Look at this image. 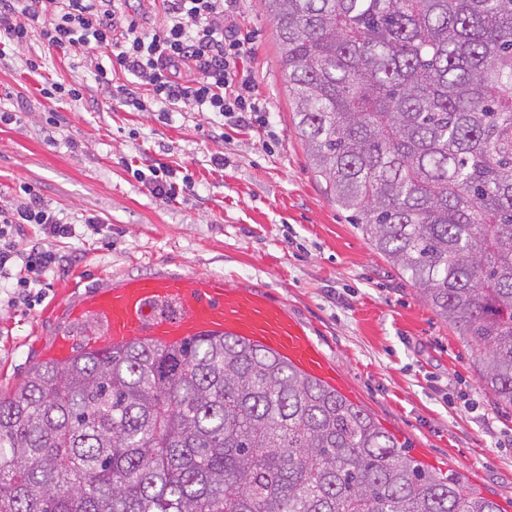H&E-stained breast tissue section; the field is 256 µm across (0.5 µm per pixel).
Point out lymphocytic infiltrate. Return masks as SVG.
Segmentation results:
<instances>
[{"label": "lymphocytic infiltrate", "instance_id": "lymphocytic-infiltrate-1", "mask_svg": "<svg viewBox=\"0 0 512 512\" xmlns=\"http://www.w3.org/2000/svg\"><path fill=\"white\" fill-rule=\"evenodd\" d=\"M129 0H0V35L23 47L37 35L48 47L75 49L92 55L115 51L120 68L148 87L151 98L125 90V103L147 110L155 103H179L200 112L253 123L260 106L252 81L239 62L247 53L246 39L225 29L228 0H160L163 15L155 29L143 27L127 14ZM191 80L180 78L181 69ZM134 177L163 201L176 200L192 186L190 174L152 166L134 169ZM53 237L70 238L71 223L63 221L40 191L26 185L17 199L0 203V285L7 303L31 307L32 290L58 267L60 257L40 242H26L28 227Z\"/></svg>", "mask_w": 512, "mask_h": 512}]
</instances>
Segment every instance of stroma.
Listing matches in <instances>:
<instances>
[{"label":"stroma","instance_id":"1","mask_svg":"<svg viewBox=\"0 0 512 512\" xmlns=\"http://www.w3.org/2000/svg\"><path fill=\"white\" fill-rule=\"evenodd\" d=\"M227 24L250 40L243 60L264 120L237 126L178 105L140 112L124 103L132 77L102 85L74 51L40 37L0 48V108L22 101L23 125L0 126V197L28 184L61 209L76 235L45 240L67 254L32 309L0 305V394L43 361L56 333L70 330L66 302L113 275L157 266L216 273L264 287L322 346L352 403L440 472L512 507V409L495 405L477 361L458 336L326 195L294 126L276 28L263 0H237ZM80 87L78 101L45 99V82ZM57 114L54 134L44 114ZM223 157L216 167L214 157ZM190 173L193 191L155 198L133 166ZM94 215L102 234L86 236Z\"/></svg>","mask_w":512,"mask_h":512}]
</instances>
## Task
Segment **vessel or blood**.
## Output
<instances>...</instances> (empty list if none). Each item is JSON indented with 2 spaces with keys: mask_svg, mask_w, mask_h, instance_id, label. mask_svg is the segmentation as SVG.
Returning a JSON list of instances; mask_svg holds the SVG:
<instances>
[{
  "mask_svg": "<svg viewBox=\"0 0 512 512\" xmlns=\"http://www.w3.org/2000/svg\"><path fill=\"white\" fill-rule=\"evenodd\" d=\"M66 308L71 322H100L88 342L96 351L137 341L172 350L196 338L224 337L255 346L336 391L346 389L333 362L284 302L220 274L159 269L115 277L71 298ZM73 355L74 341L67 334H58L47 349L48 359L58 364Z\"/></svg>",
  "mask_w": 512,
  "mask_h": 512,
  "instance_id": "b4317fda",
  "label": "vessel or blood"
}]
</instances>
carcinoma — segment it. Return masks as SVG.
Instances as JSON below:
<instances>
[{
	"label": "carcinoma",
	"instance_id": "carcinoma-1",
	"mask_svg": "<svg viewBox=\"0 0 512 512\" xmlns=\"http://www.w3.org/2000/svg\"><path fill=\"white\" fill-rule=\"evenodd\" d=\"M295 129L370 245L512 408V0H264ZM0 512H500L361 407L202 338L35 365L0 397Z\"/></svg>",
	"mask_w": 512,
	"mask_h": 512
}]
</instances>
